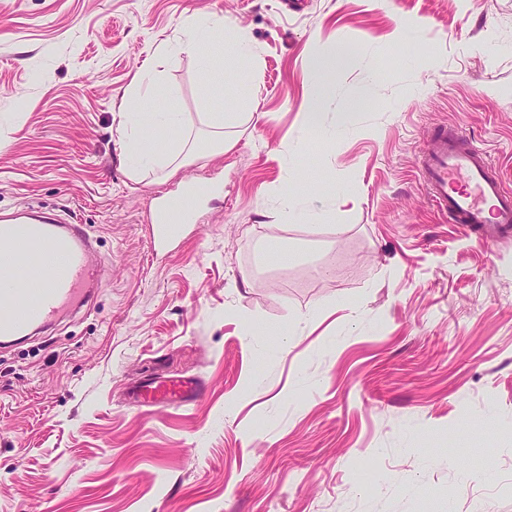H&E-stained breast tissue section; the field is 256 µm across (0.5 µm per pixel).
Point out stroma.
I'll return each instance as SVG.
<instances>
[{"label": "stroma", "mask_w": 512, "mask_h": 512, "mask_svg": "<svg viewBox=\"0 0 512 512\" xmlns=\"http://www.w3.org/2000/svg\"><path fill=\"white\" fill-rule=\"evenodd\" d=\"M191 14L258 49L222 90ZM153 55L170 142L214 112L237 131L172 175L116 133ZM444 126L512 180V0H0V214L79 218L100 268L89 308L0 350V512H512V231L431 204L416 163ZM271 242L303 256L259 262ZM146 381L197 395L143 406ZM179 219L170 217L163 210L157 216L156 224H152V244L154 248L164 249L178 235L181 225Z\"/></svg>", "instance_id": "1"}]
</instances>
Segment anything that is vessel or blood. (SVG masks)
<instances>
[{"instance_id":"b4317fda","label":"vessel or blood","mask_w":512,"mask_h":512,"mask_svg":"<svg viewBox=\"0 0 512 512\" xmlns=\"http://www.w3.org/2000/svg\"><path fill=\"white\" fill-rule=\"evenodd\" d=\"M417 171L434 206L449 223L478 233L512 229V184L487 151L461 129H439ZM154 247L165 248L178 235L175 218L159 213L151 227ZM84 225L53 215L30 222L16 215L0 224V347L9 349L92 304L98 271ZM190 384L151 383L136 387L135 400L149 406L191 401Z\"/></svg>"}]
</instances>
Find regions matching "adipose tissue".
I'll return each instance as SVG.
<instances>
[{
  "label": "adipose tissue",
  "instance_id": "ef3b65f1",
  "mask_svg": "<svg viewBox=\"0 0 512 512\" xmlns=\"http://www.w3.org/2000/svg\"><path fill=\"white\" fill-rule=\"evenodd\" d=\"M184 44L203 55V70L206 78H213L215 68L221 60L244 61L251 57V44L236 33L226 32L220 17L194 18L184 26ZM135 85L142 102L140 111L126 113L120 125V135L130 150L132 164L157 157L167 162L170 171L179 165L167 145L165 133L177 127L180 115L176 112H161L153 105L152 86L144 77H136Z\"/></svg>",
  "mask_w": 512,
  "mask_h": 512
}]
</instances>
